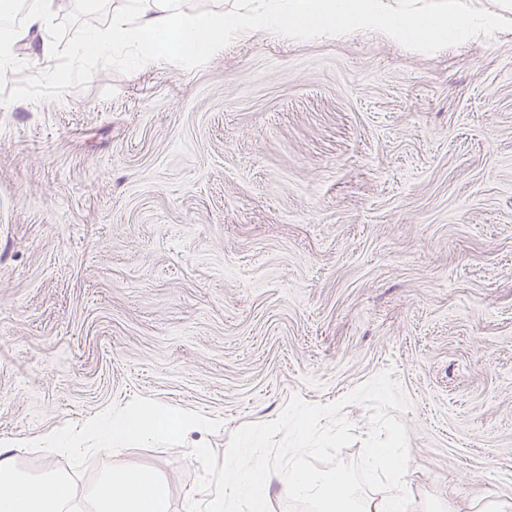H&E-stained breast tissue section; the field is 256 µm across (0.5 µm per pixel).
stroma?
<instances>
[{
  "instance_id": "1",
  "label": "stroma",
  "mask_w": 512,
  "mask_h": 512,
  "mask_svg": "<svg viewBox=\"0 0 512 512\" xmlns=\"http://www.w3.org/2000/svg\"><path fill=\"white\" fill-rule=\"evenodd\" d=\"M391 373L411 512L512 500V29L432 54L262 30L0 111V448L186 512L233 431ZM167 411L91 451L83 423ZM84 448L54 453L60 434ZM98 512H166L164 479L130 465L111 466L93 491Z\"/></svg>"
}]
</instances>
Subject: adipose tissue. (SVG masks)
Listing matches in <instances>:
<instances>
[{
	"mask_svg": "<svg viewBox=\"0 0 512 512\" xmlns=\"http://www.w3.org/2000/svg\"><path fill=\"white\" fill-rule=\"evenodd\" d=\"M60 7V0H36L23 27L0 25L1 72L11 71L16 44L37 49ZM169 428L170 417L165 411L156 410L147 414L140 410H129L116 415H100L86 422L82 433L108 445L161 436ZM79 493L78 487L69 484L56 472L47 471L38 476L22 472L8 449L0 448V512H61L64 503ZM93 494L97 512L167 510L163 478L130 465L110 467Z\"/></svg>",
	"mask_w": 512,
	"mask_h": 512,
	"instance_id": "adipose-tissue-1",
	"label": "adipose tissue"
}]
</instances>
